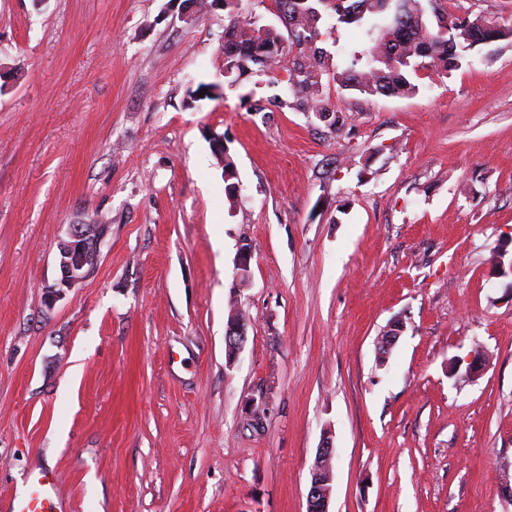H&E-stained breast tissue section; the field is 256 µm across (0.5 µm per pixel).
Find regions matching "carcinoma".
<instances>
[{
    "label": "carcinoma",
    "instance_id": "carcinoma-1",
    "mask_svg": "<svg viewBox=\"0 0 512 512\" xmlns=\"http://www.w3.org/2000/svg\"><path fill=\"white\" fill-rule=\"evenodd\" d=\"M225 4L234 10L224 28V76L247 77L255 66L261 71H284L296 106L330 119L338 131L342 129L338 110L322 93L328 54L316 46L323 13L365 30L369 47L353 53L351 65L336 80L343 89L368 96L413 94L418 86L411 73L417 68L439 74L455 70L461 67L465 51L505 36L493 20L440 13L435 0L430 6L442 21L436 32L426 22L422 0H275L290 31L286 42L275 28L258 24L241 0H225Z\"/></svg>",
    "mask_w": 512,
    "mask_h": 512
}]
</instances>
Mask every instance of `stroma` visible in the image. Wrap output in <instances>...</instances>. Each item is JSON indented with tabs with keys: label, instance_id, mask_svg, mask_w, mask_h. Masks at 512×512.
<instances>
[{
	"label": "stroma",
	"instance_id": "1",
	"mask_svg": "<svg viewBox=\"0 0 512 512\" xmlns=\"http://www.w3.org/2000/svg\"><path fill=\"white\" fill-rule=\"evenodd\" d=\"M182 3L0 0V499L50 467L62 512H306L328 431L331 512H512V0H442L510 33L408 96L342 89L326 19L340 132ZM74 224L98 260L51 301Z\"/></svg>",
	"mask_w": 512,
	"mask_h": 512
}]
</instances>
